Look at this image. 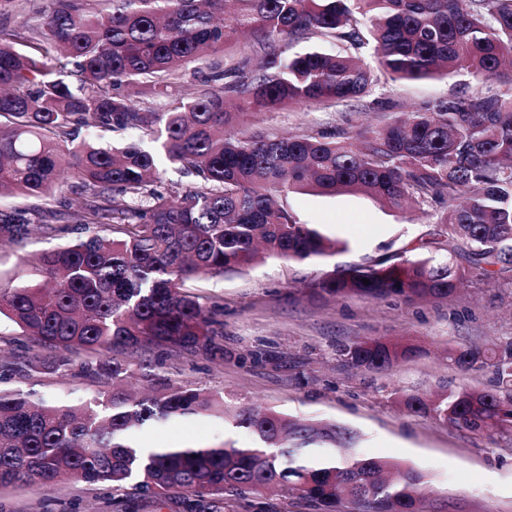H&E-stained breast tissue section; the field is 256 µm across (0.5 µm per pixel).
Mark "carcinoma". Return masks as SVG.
<instances>
[{
	"label": "carcinoma",
	"mask_w": 512,
	"mask_h": 512,
	"mask_svg": "<svg viewBox=\"0 0 512 512\" xmlns=\"http://www.w3.org/2000/svg\"><path fill=\"white\" fill-rule=\"evenodd\" d=\"M23 16L25 36L0 28V197L81 196L68 219L102 232L43 253L38 279L0 280V316L43 349L21 372L69 374L71 356L103 388L80 405L0 390V488L66 477L116 493L174 496L190 512L237 499L266 512L273 488L312 512H421L424 476L366 458L361 435L189 385L128 391L114 353L212 351L224 321L197 278L240 274L263 255L324 260L347 244L305 224L292 194L359 193L433 231L368 262L303 281L319 299H446L468 283L512 284V0H45ZM372 46L379 71L360 54ZM221 53L224 64H198ZM464 73L492 93L385 114L356 132L256 126L257 111L360 102L380 78ZM194 96L173 95L187 76ZM86 137H79L80 133ZM104 132H133L103 147ZM156 144L153 149L145 141ZM166 161L197 180L153 188ZM58 227L40 209H1L0 241ZM370 283H363V279ZM422 349L359 338L354 368L387 371ZM442 361L488 371V388L404 391L416 416L486 435H512V339L450 346ZM193 417L221 419L231 437L143 446L137 433Z\"/></svg>",
	"instance_id": "cac0c4a2"
}]
</instances>
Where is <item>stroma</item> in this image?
Segmentation results:
<instances>
[{
  "label": "stroma",
  "mask_w": 512,
  "mask_h": 512,
  "mask_svg": "<svg viewBox=\"0 0 512 512\" xmlns=\"http://www.w3.org/2000/svg\"><path fill=\"white\" fill-rule=\"evenodd\" d=\"M469 77L379 83L370 97L331 111L320 106L255 115L256 124L287 133L301 126L358 130L375 122L377 104L394 100L416 108L463 92L477 91ZM78 195L43 200L0 197V209L39 208L60 228L53 237L32 235L0 244V277L28 282L35 257L69 244L77 233L66 215ZM290 206L304 222L347 244L345 251L306 265L269 259L237 275L196 281L197 292L224 309L222 353L135 355L166 383H194L207 391L232 392L295 417L336 421L362 436V452L406 464L424 475L425 512H512V439H488L400 408L396 390L434 391L448 386H485L482 373L461 374L443 365L451 345H484L512 339V285L473 283L445 300L406 305L395 299L368 301L311 299L298 292L302 279L363 263L385 244L402 247L428 229L355 194H295ZM361 336L411 341L426 347L419 358L383 374L349 366L341 350ZM39 345L8 319L0 320V389L36 391L48 400L75 403L94 393L99 382L73 365L68 376L9 373V366L39 353ZM224 434L223 423L189 419L157 431L144 430L141 442L210 441ZM0 512H187L182 498L163 507L133 497L114 505L102 486L62 482L38 489H0Z\"/></svg>",
  "instance_id": "obj_1"
}]
</instances>
